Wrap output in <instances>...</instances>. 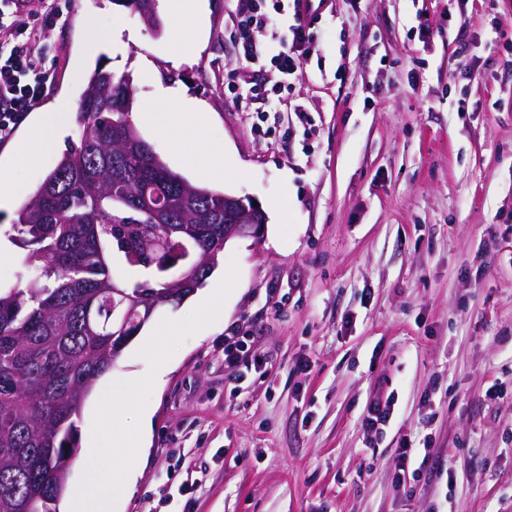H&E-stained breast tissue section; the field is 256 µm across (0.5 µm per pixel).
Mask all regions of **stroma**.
Instances as JSON below:
<instances>
[{"mask_svg":"<svg viewBox=\"0 0 512 512\" xmlns=\"http://www.w3.org/2000/svg\"><path fill=\"white\" fill-rule=\"evenodd\" d=\"M47 5L12 16L37 31L56 79L0 144L14 199L0 224L79 127L36 168L18 144L58 102L79 108L99 63L130 75L137 102L158 83L200 101L224 190L268 217L263 238L224 249L218 272L237 279L223 317L153 384L120 512H512V0H334L276 112L226 96L232 0H206L201 27L156 0L158 34L111 0H54L50 25ZM81 20L119 47L87 56ZM231 334L250 364L236 384ZM377 399L393 414L374 433L362 419Z\"/></svg>","mask_w":512,"mask_h":512,"instance_id":"1","label":"stroma"}]
</instances>
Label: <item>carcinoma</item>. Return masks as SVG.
<instances>
[{"mask_svg": "<svg viewBox=\"0 0 512 512\" xmlns=\"http://www.w3.org/2000/svg\"><path fill=\"white\" fill-rule=\"evenodd\" d=\"M148 2L112 0L151 25ZM134 104L129 77L95 66L78 143L3 232L20 271L0 284V512H60L81 406L146 324L132 304L179 305L224 253V193L170 170Z\"/></svg>", "mask_w": 512, "mask_h": 512, "instance_id": "1", "label": "carcinoma"}]
</instances>
